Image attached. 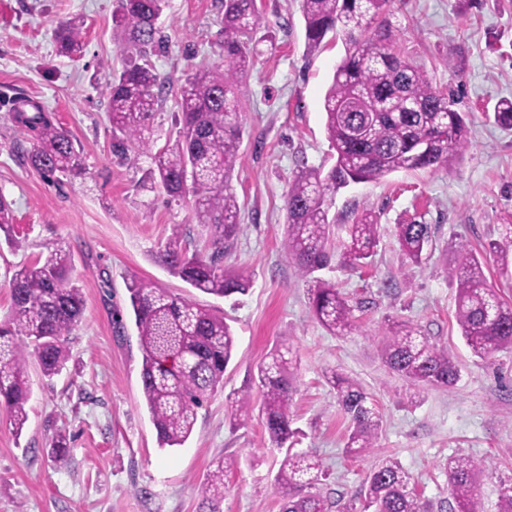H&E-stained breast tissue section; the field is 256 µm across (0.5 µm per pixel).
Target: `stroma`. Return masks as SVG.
Returning a JSON list of instances; mask_svg holds the SVG:
<instances>
[{"mask_svg": "<svg viewBox=\"0 0 512 512\" xmlns=\"http://www.w3.org/2000/svg\"><path fill=\"white\" fill-rule=\"evenodd\" d=\"M117 0H0V195L15 215L16 247L0 246V323L10 316V282L22 265L69 248L72 276L86 301L82 322L67 337L69 360L53 380L36 359L27 366L28 422L14 436L0 411V512H199L203 487L217 460L224 473L223 512H280L274 477L284 450L268 445L258 410L257 367L288 342L297 356L290 415L300 435L293 448L319 459L329 512H362L363 483L381 458L411 476L427 512H449L445 463L467 455L484 462L483 512H497L500 488L512 480V349L481 359L471 354L455 320L456 284L448 270L458 244L483 252L485 273L512 301V251L484 253L512 224V129L487 119L512 98V0H406L393 18L429 76L450 86L469 115V147L453 169L393 173L340 189L330 264L320 279L336 284L354 308L344 336L314 317L311 282L282 248L285 198L299 170L330 165L323 96L344 55L342 40L315 53L305 46L300 0H262L258 55L242 77L243 139L231 186L240 232L224 269L249 277L246 295L224 299L186 287L160 262L171 236L205 251L208 234L189 200H174L154 184L147 157L115 155L105 83L124 62L112 24ZM220 0H167L157 20L163 47L150 61L170 86L154 118L156 147L177 137L179 89L196 67L218 63ZM75 20L80 54L59 55L55 26ZM28 98L51 112L81 145L86 175L53 181L23 165L28 139L11 104ZM372 212L380 239L369 264L344 263L345 227ZM430 225L433 246L422 264L401 251L397 225ZM137 277L189 297L224 316L236 340L224 387L197 412L195 430L179 448L160 449L140 382L141 352L126 282ZM121 315L123 336L114 332ZM420 330L457 363L450 389L413 385L386 366L383 333L391 324ZM342 375L369 396L379 413L371 453L345 455L350 430L328 379ZM249 395L254 411L235 423L232 406ZM69 455H49L55 433Z\"/></svg>", "mask_w": 512, "mask_h": 512, "instance_id": "1", "label": "stroma"}]
</instances>
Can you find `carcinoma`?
<instances>
[{"label": "carcinoma", "instance_id": "obj_1", "mask_svg": "<svg viewBox=\"0 0 512 512\" xmlns=\"http://www.w3.org/2000/svg\"><path fill=\"white\" fill-rule=\"evenodd\" d=\"M396 2L300 0L308 51L319 50L328 37L340 36L345 43V56L323 98L334 163L302 169L286 196L282 244L303 277L323 269L330 260L329 208L339 189L379 181L401 170L449 169L468 147L467 113L455 109L452 91L434 83L404 44L401 28L391 21ZM163 4L164 0H118L112 15L126 55L123 70L105 86L112 148L122 154L133 148L147 156L167 195L192 197L195 221L209 232L206 255L188 253L177 235L169 239L159 251L163 265L202 293L222 298L244 295L249 281L224 272L223 260L239 230V204L231 188L243 135L239 77L253 58L262 9L257 0H221L216 45L224 63L197 68L181 85L175 115L178 139L154 152L151 119L163 102L166 82L148 56L162 44L156 38V21ZM54 40L59 54L79 53V24L73 20L59 24ZM13 119L21 131L33 134L24 153L27 165L57 181L86 173L83 151L39 104L23 101ZM493 119L512 128V99L497 104ZM13 232L10 203L0 196V236L11 246L16 245ZM378 239L376 217L362 213L347 228L344 254L349 264L367 263ZM397 239L416 264L432 245L430 226L416 221L397 225ZM71 268V253L60 247L13 275L11 314L0 325V409L17 436L28 419V354L36 357L45 377L59 374L69 357L66 335L85 312L81 289L70 278ZM450 276L457 284L456 322L471 352L487 358L512 349V305L488 283L480 257L460 245ZM127 290L142 351V393L158 446L178 448L192 434L197 410L224 387L234 334L224 317L149 281L132 278ZM312 309L319 323L335 335L343 336L354 327L348 299L335 285L318 278ZM382 351L388 368L409 383L451 387L459 377L448 352L411 327L389 329ZM289 353L285 345H277L258 368L269 444L286 448L274 486L282 500L281 512H328L327 499L320 492L325 479L322 464L286 447L296 434L289 413L295 381ZM328 383L352 423L344 453L353 457L369 453L379 427L374 404L348 379L333 374ZM251 412L250 398L244 394L235 401L232 419L244 422ZM224 468L220 461L211 472L201 512H223ZM484 468L469 456L448 458L452 512H482L477 483ZM364 502L374 512H422L409 475L391 459L372 468Z\"/></svg>", "mask_w": 512, "mask_h": 512}]
</instances>
